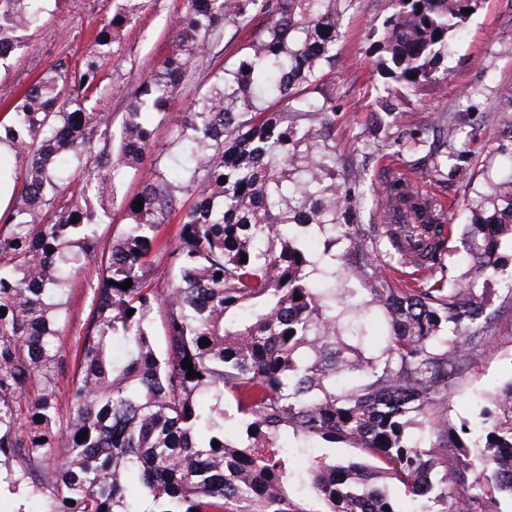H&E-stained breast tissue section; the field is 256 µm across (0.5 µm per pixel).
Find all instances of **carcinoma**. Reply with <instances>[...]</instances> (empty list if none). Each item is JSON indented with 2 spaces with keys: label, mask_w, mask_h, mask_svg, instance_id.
<instances>
[{
  "label": "carcinoma",
  "mask_w": 512,
  "mask_h": 512,
  "mask_svg": "<svg viewBox=\"0 0 512 512\" xmlns=\"http://www.w3.org/2000/svg\"><path fill=\"white\" fill-rule=\"evenodd\" d=\"M481 3L383 0L369 53L386 80L385 111L447 75L448 41L469 18L464 10ZM45 4L0 0V67L28 47ZM142 4L121 0L76 65L34 79L0 117V144L19 163L0 168V184L9 175L20 185L0 214L5 482L45 501L40 512H305L288 496V462L319 438L379 462L310 456L306 481L327 512H405L389 481L443 512H487L486 502L512 498V378L482 409L478 431L432 419L491 342L496 315L479 282L502 270L503 243L512 248V179L491 212L460 231L445 223L441 202L397 172L386 183V224L371 238L354 223L360 193L336 183L327 137L336 104L317 86L336 64L343 14L361 0H183L169 53L127 91L121 111L102 112L103 66ZM231 28L249 29L233 51L224 44ZM195 64L207 79L159 147L158 125L194 82ZM434 123L437 148H448V114ZM132 171L140 188L127 196L121 184ZM117 203L128 224L106 247L98 226L112 223ZM175 213L170 280L159 291L149 283L155 229ZM311 226L325 236L320 258L298 244ZM459 233L467 269L447 279L442 254ZM339 240L349 248L338 256ZM387 247L404 263L415 254L429 284L393 287L378 262ZM338 261L388 326L373 362L356 355L360 339L345 325L351 305L336 297ZM89 265L100 277L61 436L64 296ZM187 358L199 377H187ZM229 410L243 431H226ZM468 483L480 493L452 492ZM131 485L151 509L127 498Z\"/></svg>",
  "instance_id": "1"
}]
</instances>
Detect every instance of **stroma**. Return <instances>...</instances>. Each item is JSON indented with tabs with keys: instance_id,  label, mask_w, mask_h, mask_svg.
I'll return each instance as SVG.
<instances>
[{
	"instance_id": "1",
	"label": "stroma",
	"mask_w": 512,
	"mask_h": 512,
	"mask_svg": "<svg viewBox=\"0 0 512 512\" xmlns=\"http://www.w3.org/2000/svg\"><path fill=\"white\" fill-rule=\"evenodd\" d=\"M119 0H49L42 24L29 45L0 74V103L11 100L36 76L59 61L77 62L94 34L97 21L114 12ZM182 0H146L136 24L129 27L105 67L99 109L119 111L127 87L152 72L171 48L170 28ZM379 0H364L344 14L336 43V65L324 77V86L336 98V125L331 132L336 146L337 183L358 184L364 193L357 223L371 228L381 224L378 192L389 172L399 167L391 144L405 132L415 133L421 144L432 140L436 113L453 114L455 141L465 165L464 177H434L424 163L411 175L415 187L452 204L453 223L470 224L478 218V203L493 198L499 183L512 178L507 149L512 140L501 133L503 115L497 104L512 88V0H483L466 20L459 36L448 45L446 78L425 83L397 111H382L379 98L384 81L368 53L371 28L381 20ZM99 272L87 268L76 275L66 296V325L59 349L67 365L57 375V401L61 417H68L76 373L75 354L91 307L90 287ZM488 308L497 320L493 338L481 359L470 366L434 416L449 425L476 423L475 396L492 398L512 378V275L503 273L488 282Z\"/></svg>"
}]
</instances>
